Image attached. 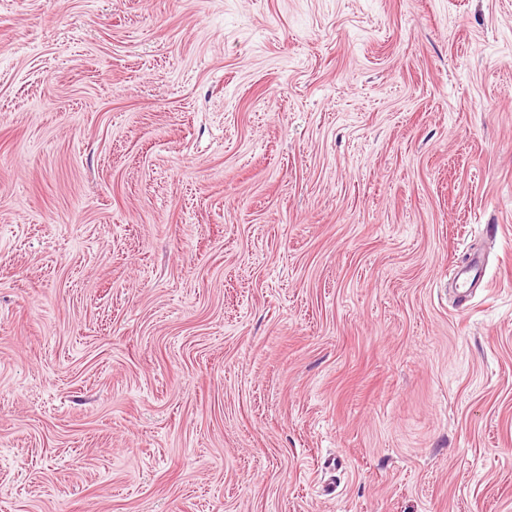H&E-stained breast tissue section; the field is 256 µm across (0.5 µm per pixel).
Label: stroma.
Returning <instances> with one entry per match:
<instances>
[{
	"mask_svg": "<svg viewBox=\"0 0 512 512\" xmlns=\"http://www.w3.org/2000/svg\"><path fill=\"white\" fill-rule=\"evenodd\" d=\"M0 512H512V0H0ZM466 260L458 266H451L450 277L455 282L459 309L466 310L475 288L483 282L486 273V263L482 254L467 251Z\"/></svg>",
	"mask_w": 512,
	"mask_h": 512,
	"instance_id": "1",
	"label": "stroma"
}]
</instances>
